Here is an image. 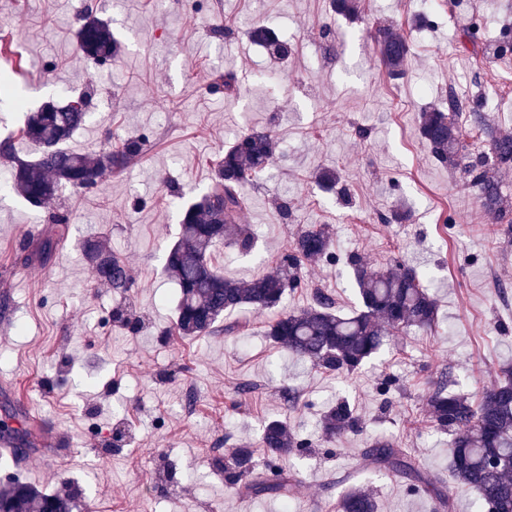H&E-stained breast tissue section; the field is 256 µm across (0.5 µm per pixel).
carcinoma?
<instances>
[{
    "instance_id": "1",
    "label": "carcinoma",
    "mask_w": 512,
    "mask_h": 512,
    "mask_svg": "<svg viewBox=\"0 0 512 512\" xmlns=\"http://www.w3.org/2000/svg\"><path fill=\"white\" fill-rule=\"evenodd\" d=\"M250 37L275 59L286 60L292 52L288 42L265 24L255 25ZM75 38L79 51L100 63L121 50L109 22L91 12L83 17ZM375 42L388 75L402 76L410 54L407 41L383 27L376 31ZM471 116L486 137L487 157L473 159L463 153L462 120ZM86 120L87 112L55 100L29 113L22 134L39 144L41 151L34 160L13 158L8 188L28 204L40 207L62 186H99L105 173L122 171L141 153L143 141L139 138H128L116 150L91 155L66 150L64 144ZM419 131L436 161L450 170H462L476 189L483 210L512 233V205L498 176V172L512 169V133L489 124L467 98L451 89L441 106L421 114ZM278 150L279 142L269 131L240 134L217 161L209 190L184 205L179 236L165 261L167 274L179 287L175 333L197 337L231 332L233 327L220 326L221 318L224 312L243 306L275 311L277 315L266 328L273 343L319 370L353 373L394 333L432 329L437 302L414 267L397 260L384 270L375 269L355 253L348 255L347 265L360 299L358 312L340 315L333 296L322 291L314 293L313 304L306 308L278 311L287 292L305 287L301 276L304 263L332 255V230L326 224L301 230L278 254L272 274L240 282L214 269L210 253L216 243L233 238L245 250L252 246L254 233L242 223L248 204L244 187L268 168ZM55 223L61 228L40 243L37 254L57 250L64 239L67 215L56 216ZM83 254L100 281L120 292L133 288L125 263L101 241H86ZM451 386V374L444 371L432 382L429 396L431 423L453 435L448 469L455 480L476 491L477 512H512V363L498 367L492 384L476 401L450 392ZM362 428L361 417L344 399L328 406L321 420L322 437L327 442ZM259 447L263 448L264 470H255L253 449L236 448L224 456V478L231 485L243 483L245 494L251 497H276L287 509L297 480L281 462L306 454L312 442L283 420L271 419L263 427ZM366 457L378 469L410 480L412 489L434 501V509L450 504V496L436 480L420 473L405 449L392 442L374 443ZM1 508L5 512H78L79 493L71 489L46 493L31 482L14 481L0 489ZM378 510L375 496L363 486L348 488L336 502V512Z\"/></svg>"
}]
</instances>
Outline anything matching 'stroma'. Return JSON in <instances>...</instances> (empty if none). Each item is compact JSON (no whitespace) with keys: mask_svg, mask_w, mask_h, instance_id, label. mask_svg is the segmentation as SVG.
<instances>
[{"mask_svg":"<svg viewBox=\"0 0 512 512\" xmlns=\"http://www.w3.org/2000/svg\"><path fill=\"white\" fill-rule=\"evenodd\" d=\"M0 0V40L19 53L10 72L19 110L0 91V141L32 160L38 146L21 132L44 101L83 96L88 118L67 144L77 153L146 139L142 154L91 190L63 187L39 208L0 188V413L33 433L22 461L0 455V486L16 478L46 490L77 487L92 512H336L352 483L373 489L380 512H432L405 479L364 468L363 453L394 442L421 472L441 479L452 512H474L476 495L448 470L451 437L426 415L431 381L443 368L453 392L470 398L490 385L500 361H512V237L480 205L462 173L432 156L419 116L459 83L490 123L512 132V51L483 59L465 51L457 33L474 27L484 42H502L504 0H443L434 24L426 0H361L356 20L332 12L329 0ZM108 19L122 42L108 64L84 59L75 31L85 12ZM274 20L293 43L287 64L251 43L256 22ZM392 25L411 46L406 73L389 79L374 32ZM331 39H324V31ZM271 72L256 79L258 70ZM233 72L232 92L212 90ZM270 130L279 141L272 165L247 185L244 221L251 250L217 243L211 264L248 280L272 273L277 254L310 225L334 231L333 260L304 266V288L285 310L307 307L314 289L337 309L360 302L345 264L361 253L384 269L414 266L439 304L431 332L411 330L355 373L325 372L288 355L265 335L269 313H225L233 333L182 338L171 333L177 287L164 272L175 241L180 202L207 192L213 162L239 134ZM336 170L339 192L316 173ZM287 202L280 214L278 202ZM402 208L406 221L377 214ZM69 218L64 241L47 263H21ZM103 241L133 280L130 291L101 283L83 258L86 239ZM124 319L113 318L115 310ZM395 383L386 395L377 387ZM198 390L185 417V387ZM299 396L287 407L282 387ZM347 399L362 432L320 439L328 403ZM286 420L315 449L284 462L298 483L289 506L252 498L224 483L220 450L257 447L265 421Z\"/></svg>","mask_w":512,"mask_h":512,"instance_id":"1","label":"stroma"}]
</instances>
